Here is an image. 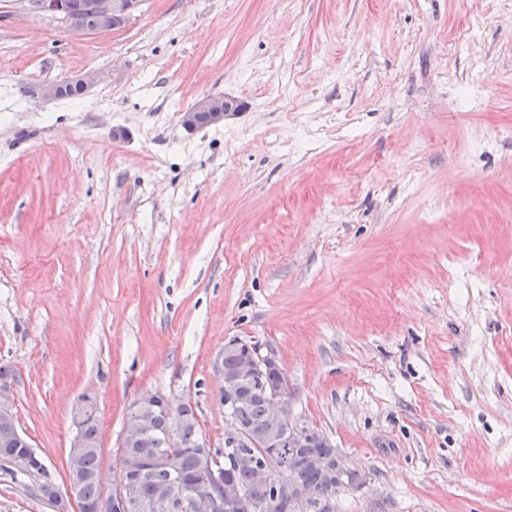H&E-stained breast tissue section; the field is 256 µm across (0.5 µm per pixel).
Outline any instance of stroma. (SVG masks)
<instances>
[{
    "instance_id": "1",
    "label": "stroma",
    "mask_w": 512,
    "mask_h": 512,
    "mask_svg": "<svg viewBox=\"0 0 512 512\" xmlns=\"http://www.w3.org/2000/svg\"><path fill=\"white\" fill-rule=\"evenodd\" d=\"M207 95L243 109L187 131ZM231 337L368 473L336 512H512V0H143L94 34L0 0V365L49 479L86 393L103 486L145 391L223 447ZM32 485L0 469V512H54Z\"/></svg>"
}]
</instances>
